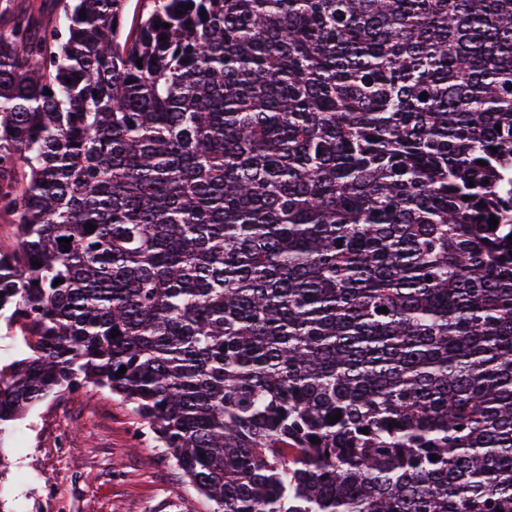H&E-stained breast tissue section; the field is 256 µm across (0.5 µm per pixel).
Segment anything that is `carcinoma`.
I'll use <instances>...</instances> for the list:
<instances>
[{"mask_svg": "<svg viewBox=\"0 0 512 512\" xmlns=\"http://www.w3.org/2000/svg\"><path fill=\"white\" fill-rule=\"evenodd\" d=\"M57 6L0 9V446L108 388L214 512H512V0Z\"/></svg>", "mask_w": 512, "mask_h": 512, "instance_id": "cac0c4a2", "label": "carcinoma"}]
</instances>
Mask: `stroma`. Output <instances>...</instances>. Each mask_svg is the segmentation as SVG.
<instances>
[{
    "mask_svg": "<svg viewBox=\"0 0 512 512\" xmlns=\"http://www.w3.org/2000/svg\"><path fill=\"white\" fill-rule=\"evenodd\" d=\"M0 498L9 512H212L131 404L103 388L50 398L15 423Z\"/></svg>",
    "mask_w": 512,
    "mask_h": 512,
    "instance_id": "35a3bbf8",
    "label": "stroma"
}]
</instances>
